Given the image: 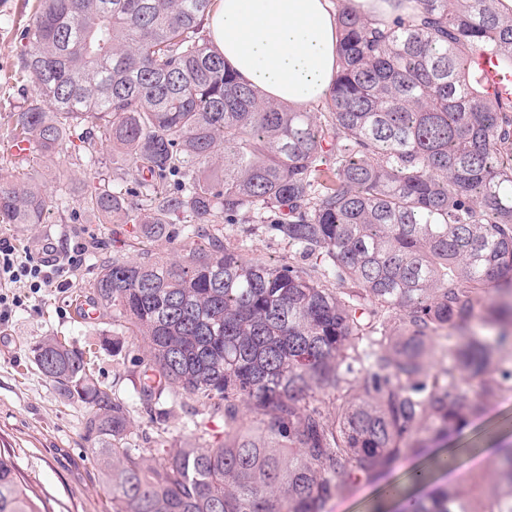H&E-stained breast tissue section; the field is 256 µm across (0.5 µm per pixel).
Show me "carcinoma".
I'll list each match as a JSON object with an SVG mask.
<instances>
[{
  "instance_id": "carcinoma-1",
  "label": "carcinoma",
  "mask_w": 512,
  "mask_h": 512,
  "mask_svg": "<svg viewBox=\"0 0 512 512\" xmlns=\"http://www.w3.org/2000/svg\"><path fill=\"white\" fill-rule=\"evenodd\" d=\"M417 3L380 27L336 0L339 69L323 109L300 112L226 67L204 35L213 0H37L12 137L35 157L82 143L79 209L142 225L139 244L181 224V255L106 260L92 287L144 343L150 422L171 389L224 419L204 446L139 444L85 352L36 341L39 372L87 410L112 512H330L512 391V98L490 97L476 62L512 72V11ZM128 166L134 190L118 184ZM65 199L13 175L0 224H45ZM245 218L233 240L216 227ZM257 226L288 257H244ZM456 462L433 456L382 495L512 512L511 446L486 503L434 480ZM0 512H50L6 447Z\"/></svg>"
}]
</instances>
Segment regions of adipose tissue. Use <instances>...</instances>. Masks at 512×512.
Segmentation results:
<instances>
[{
	"label": "adipose tissue",
	"mask_w": 512,
	"mask_h": 512,
	"mask_svg": "<svg viewBox=\"0 0 512 512\" xmlns=\"http://www.w3.org/2000/svg\"><path fill=\"white\" fill-rule=\"evenodd\" d=\"M206 26L226 65L269 99L305 107L332 83L331 0H220Z\"/></svg>",
	"instance_id": "obj_1"
}]
</instances>
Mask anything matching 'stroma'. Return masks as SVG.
<instances>
[{
    "mask_svg": "<svg viewBox=\"0 0 512 512\" xmlns=\"http://www.w3.org/2000/svg\"><path fill=\"white\" fill-rule=\"evenodd\" d=\"M31 15L32 8L25 0H0V177L32 165L40 174L41 185L51 192L59 172H68L69 199L74 202L79 187L92 175L77 150L70 147L34 161L13 157L4 147L14 112L32 92L16 75L22 49L20 33ZM138 230V225L127 220L75 224L69 212L61 210L52 211L44 224H0V239L10 241L22 259L50 262L76 245L85 247L82 256L66 267L62 275L65 287L26 289L23 306L0 321V442L13 448L21 476L36 495L46 499L50 512H112V492L94 459V444L85 434L84 407L70 402L40 374L28 358L29 348L48 336L65 339L78 349L99 344L106 337L123 343L121 356L98 353L93 371L102 385L131 405L133 428L147 427L148 418L137 407L138 369L134 363L144 352L143 343L133 340L110 317L87 321L80 315L82 306L94 300L91 283L101 258L139 260L133 246ZM159 407L166 413L168 447L208 443L224 431L223 421L210 419L207 407L194 400L167 393ZM195 421L206 424V431H193ZM489 441L512 446V392L475 419L459 440L467 453L461 458L454 483L474 501L487 496L489 483L487 466H473L472 457Z\"/></svg>",
    "mask_w": 512,
    "mask_h": 512,
    "instance_id": "35a3bbf8",
    "label": "stroma"
}]
</instances>
